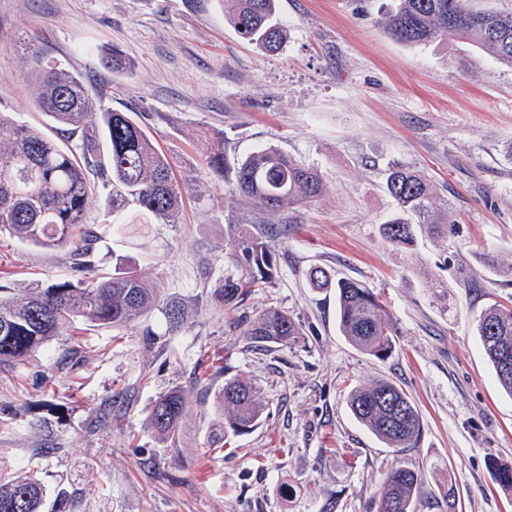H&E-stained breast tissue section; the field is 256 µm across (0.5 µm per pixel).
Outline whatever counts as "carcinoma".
<instances>
[{
    "label": "carcinoma",
    "instance_id": "carcinoma-1",
    "mask_svg": "<svg viewBox=\"0 0 512 512\" xmlns=\"http://www.w3.org/2000/svg\"><path fill=\"white\" fill-rule=\"evenodd\" d=\"M472 0H397L386 16L391 34L408 44L427 45L456 32L474 41L493 58L512 66V13L475 8ZM229 20L240 36L268 51L280 49L284 31L275 18L276 0H225ZM32 97L53 122L63 143L41 129L17 123L0 113V233L20 243L45 248L69 246L77 272L91 269L92 232L86 215L97 186L112 187V210L129 203L139 211L175 223L182 190L172 177L166 155L128 113L96 108L84 79L63 69L37 75ZM98 114L107 147L106 161L97 159L99 141L88 121ZM209 166L218 180L231 177L236 190L263 211H280L319 196L318 171L274 148L259 149L234 169L224 162V138L208 143ZM386 189L399 214L380 225L394 247L414 245L413 224L431 232H448V213L434 203L427 178L420 171L392 168ZM225 249L231 269L212 292L224 305L225 333L243 336L250 347L268 350L297 341L304 332L277 305L253 316L240 313L248 295L269 287L279 273L278 254L266 237L246 224H231ZM314 288H336L340 332L360 352L379 360L394 350L397 329L373 289L338 279L321 267L308 273ZM162 314L167 330L179 331L191 308L149 283L132 267L115 265L112 276L74 278L45 288H0V368L17 365L48 344L60 329L81 321L89 326H123L144 315ZM478 335L496 378L512 396V307L492 305L480 316ZM353 417L388 447L401 452L418 446L422 416L413 398L389 379L350 391ZM268 409L260 388L248 376L224 381L216 396L219 425L215 438L253 432ZM185 401L177 390L160 395L147 422L162 441L174 436ZM424 484L422 471L403 465L385 474L377 512H412L413 496ZM44 487L34 477L0 481V512H41Z\"/></svg>",
    "mask_w": 512,
    "mask_h": 512
}]
</instances>
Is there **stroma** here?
I'll list each match as a JSON object with an SVG mask.
<instances>
[{
	"mask_svg": "<svg viewBox=\"0 0 512 512\" xmlns=\"http://www.w3.org/2000/svg\"><path fill=\"white\" fill-rule=\"evenodd\" d=\"M390 5L277 0L287 41L272 54L239 36L222 0H0V112L50 131L29 84L50 68L78 73L147 131L184 185L174 224L113 211L110 190L97 189L95 274L124 260L195 311L176 334L157 313L65 331L0 369V478L39 479L46 512H375L401 462L425 477L414 512H512V490L494 479L495 464L512 465V396L477 333L487 307L512 305V66L455 33L397 40ZM109 48L130 72L105 68ZM218 135L228 163L272 147L317 169L322 195L256 209L210 169L205 140ZM394 163L428 177L448 208L447 235L420 233L408 249L383 238L397 213L385 188ZM231 224L270 233L279 277L246 305H281L301 324L299 341L230 345L211 294ZM72 263L68 249L0 235L1 285L64 281ZM313 266L384 296L397 328L391 357L341 335L336 291L310 287ZM237 373L259 383L270 412L219 448L215 395ZM379 378L416 401L418 447L394 452L352 416L348 391ZM175 388L185 416L162 442L146 417ZM447 484L459 494L452 511L432 495Z\"/></svg>",
	"mask_w": 512,
	"mask_h": 512,
	"instance_id": "stroma-1",
	"label": "stroma"
}]
</instances>
